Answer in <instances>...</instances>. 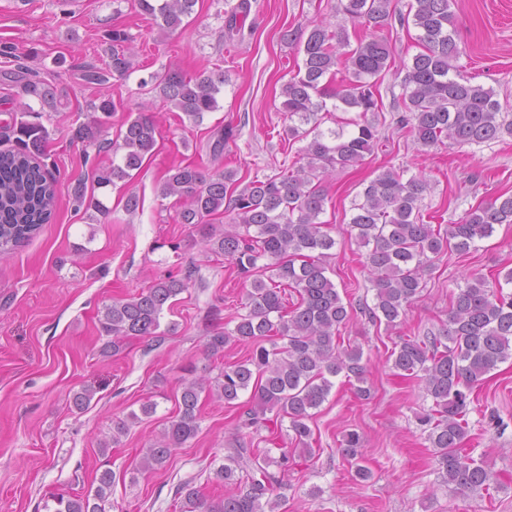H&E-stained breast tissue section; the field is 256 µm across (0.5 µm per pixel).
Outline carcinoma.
I'll return each mask as SVG.
<instances>
[{"label":"carcinoma","instance_id":"1","mask_svg":"<svg viewBox=\"0 0 512 512\" xmlns=\"http://www.w3.org/2000/svg\"><path fill=\"white\" fill-rule=\"evenodd\" d=\"M196 2L137 0L164 33L176 31ZM391 3L339 0L340 10L353 24L370 30L369 35L356 38L353 48L347 32L333 31L322 21L312 25L304 42L303 67L282 88L288 125L281 139L306 142L302 164L294 163L271 176H256L241 189L235 169L210 172L199 166H178L169 171L161 187L162 197L181 201L177 222L196 228L209 250L224 256L249 282L242 303L245 313L236 316L233 328L206 337V352L221 358L231 344L249 345L251 350L244 360L223 366L214 378H194L184 384L177 414L144 449L141 469L164 467L178 448L196 437L204 391L227 405L250 393L241 426L262 427L269 422L267 414L273 413L288 418L295 442V447L281 449L273 460L239 436L224 455L226 463L216 470L217 478L233 490L207 502L189 483L180 484L175 494L183 497L185 512H275L277 490L289 463L297 453L313 455L309 421L330 395L333 378L342 375L347 382H356L358 398L371 397L370 388L364 386L369 366L362 349L340 345L352 305L343 301L328 276L336 239L319 216L327 201L323 177L338 166L363 161L380 141L368 114L379 110L378 77L391 57L387 40L379 35L392 19ZM451 3L409 0L407 14H398L399 21H410L420 31L422 51L407 67L403 109L395 124L412 133L423 148L445 139L471 148L512 137V117L502 110L495 92L472 83L453 65L461 48ZM250 9V0H238L227 11L228 33L242 30L240 22ZM109 37L112 74L91 69L85 74L90 84L104 85L109 76L123 78L133 70L126 47L130 37L120 30ZM151 80L165 102L200 123L206 113L219 108L217 94L228 73L219 66L195 76L168 69L151 75ZM16 96L22 111L12 117L13 145L0 150V251L19 246L48 223L59 191L44 162L49 131L41 122L42 112L26 102L35 98L41 107L53 110L56 88L28 80L18 85ZM92 109L88 121L72 129L73 140L98 143L101 128L116 106L103 97ZM339 110H354L356 116L335 121L334 128L322 127L324 115ZM123 127L121 142L112 144V163L97 175L101 188L132 177L157 143L158 127L149 115H129ZM428 189L423 174L406 179L404 171L388 169L371 180L352 205L346 233L368 249L364 270L374 303L364 309L373 323L383 321L389 328L401 325L424 288V274L435 262L450 252L467 254L490 237L495 226L512 224V195H500L469 209L443 231L423 219L421 203ZM71 194L77 206L109 213L100 199L86 196L81 186L73 187ZM222 208L229 213L230 223L218 231L209 217ZM505 284H512V268L493 283L477 272L465 275L451 297L446 329L403 335L386 358L398 376L423 383L432 405L417 415V422L435 448L443 482L461 494L490 485L489 471L465 452L462 442L468 436L466 416L473 389L497 364L512 359V294L503 292ZM187 288V281L167 278L105 307L101 333L112 340L102 354L119 353L129 337L157 335L164 309ZM288 290L296 293V302L290 306L285 304ZM362 443L358 432L349 431L343 435L340 451L354 468L355 478L368 481L373 474L363 465ZM272 466L277 470H270ZM114 482L115 474L105 469L93 493L60 497L53 512H106Z\"/></svg>","mask_w":512,"mask_h":512}]
</instances>
